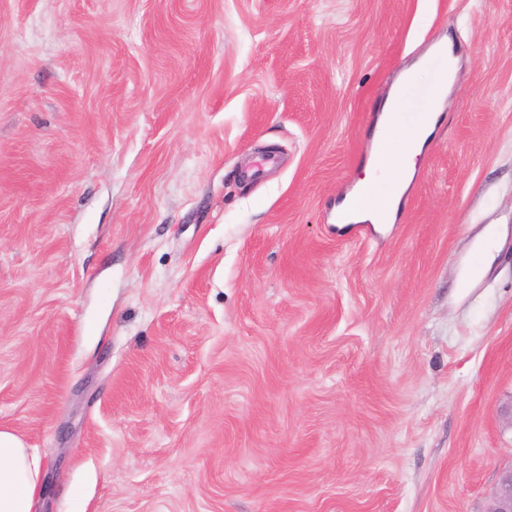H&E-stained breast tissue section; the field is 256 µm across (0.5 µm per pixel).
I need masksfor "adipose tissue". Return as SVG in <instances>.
<instances>
[{
  "mask_svg": "<svg viewBox=\"0 0 512 512\" xmlns=\"http://www.w3.org/2000/svg\"><path fill=\"white\" fill-rule=\"evenodd\" d=\"M443 54L447 65L434 72L430 101L418 121L407 124L397 117L398 92H391L384 102L375 146L363 175L336 206L338 223H393L415 160L436 127L454 81L457 60L451 47H444ZM40 482L41 459L35 449L26 447L10 429L0 428V512H37L42 505Z\"/></svg>",
  "mask_w": 512,
  "mask_h": 512,
  "instance_id": "adipose-tissue-1",
  "label": "adipose tissue"
}]
</instances>
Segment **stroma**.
Masks as SVG:
<instances>
[{
    "label": "stroma",
    "instance_id": "1",
    "mask_svg": "<svg viewBox=\"0 0 512 512\" xmlns=\"http://www.w3.org/2000/svg\"><path fill=\"white\" fill-rule=\"evenodd\" d=\"M444 38L394 223L337 225ZM510 405L512 0H0V427L45 512H488Z\"/></svg>",
    "mask_w": 512,
    "mask_h": 512
}]
</instances>
